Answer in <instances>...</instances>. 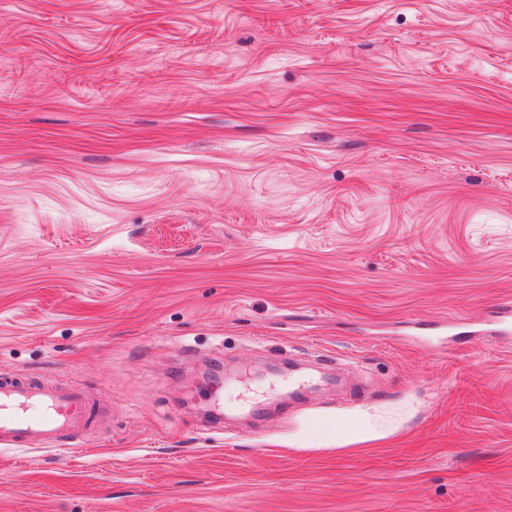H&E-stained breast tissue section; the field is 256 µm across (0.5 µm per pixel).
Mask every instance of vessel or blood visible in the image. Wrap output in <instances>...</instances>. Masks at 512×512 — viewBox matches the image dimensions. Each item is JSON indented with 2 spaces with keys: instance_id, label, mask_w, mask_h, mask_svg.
Masks as SVG:
<instances>
[{
  "instance_id": "obj_1",
  "label": "vessel or blood",
  "mask_w": 512,
  "mask_h": 512,
  "mask_svg": "<svg viewBox=\"0 0 512 512\" xmlns=\"http://www.w3.org/2000/svg\"><path fill=\"white\" fill-rule=\"evenodd\" d=\"M101 417L100 404L80 388L44 378L0 377V447L44 443L79 449Z\"/></svg>"
}]
</instances>
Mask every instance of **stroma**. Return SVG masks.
<instances>
[{
	"label": "stroma",
	"mask_w": 512,
	"mask_h": 512,
	"mask_svg": "<svg viewBox=\"0 0 512 512\" xmlns=\"http://www.w3.org/2000/svg\"><path fill=\"white\" fill-rule=\"evenodd\" d=\"M509 312L512 0H0V512H512ZM101 418L100 404L78 387L44 378L0 377L3 449H31L36 443L80 449ZM379 417L370 414H361L349 424H342L336 432V441L360 440L367 441L384 437L389 431Z\"/></svg>",
	"instance_id": "1"
}]
</instances>
